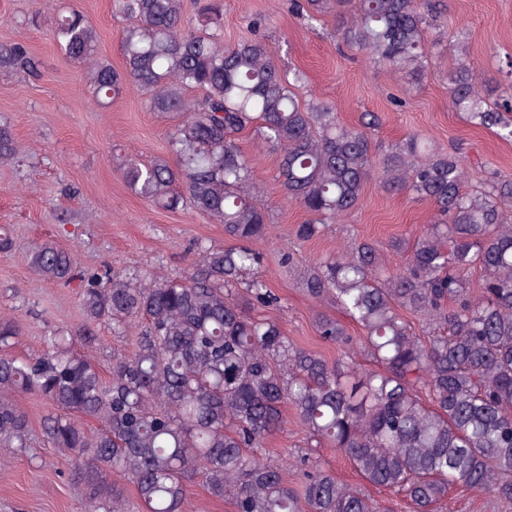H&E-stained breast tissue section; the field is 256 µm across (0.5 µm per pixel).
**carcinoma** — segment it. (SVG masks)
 <instances>
[{
	"instance_id": "cac0c4a2",
	"label": "carcinoma",
	"mask_w": 512,
	"mask_h": 512,
	"mask_svg": "<svg viewBox=\"0 0 512 512\" xmlns=\"http://www.w3.org/2000/svg\"><path fill=\"white\" fill-rule=\"evenodd\" d=\"M197 27L184 25L185 0H112L123 22V69L97 52V32L79 11L56 17L53 36L81 64L102 105L129 86L148 108L173 114L167 154L144 162L123 156L126 185L167 211L190 208L224 225L231 244H197L183 277L107 270L79 274L54 241L35 245L32 271L50 281L81 276L83 324L56 328L30 356L8 352L15 319L0 315V447L26 450L35 429L17 405L37 396L56 413L40 424L41 442L65 456L88 503L127 512L132 485L142 512H187L189 484L202 479L235 512H376L364 488L299 460L291 482L266 440L291 408L309 448L338 450L365 482L403 496L414 512H437L454 486L512 502V175L491 174L464 189L454 151L411 138L374 152L366 112L342 125L330 107L302 100L305 74L272 57L252 18V37L224 44V0H196ZM444 0H291V12L317 23L338 10L343 42L395 72L420 76L427 33ZM21 43L0 45V69L37 74ZM462 61L448 79L453 108L512 141V115L476 87ZM252 130L276 155L275 178L309 215L295 236L309 240L352 211L366 182L430 202L436 220L414 240L395 238L402 264L387 269L378 242L347 244L298 273L305 292L336 305L315 318L317 338L334 360L290 339L271 317L277 297L253 244L266 236L254 168L236 135ZM0 127V163L14 158ZM478 269L472 287L468 273ZM112 323L132 336L129 353L104 367L73 346H91L93 327ZM361 330L350 336L348 324ZM370 367L360 368L359 359ZM97 424L88 428L85 422Z\"/></svg>"
}]
</instances>
